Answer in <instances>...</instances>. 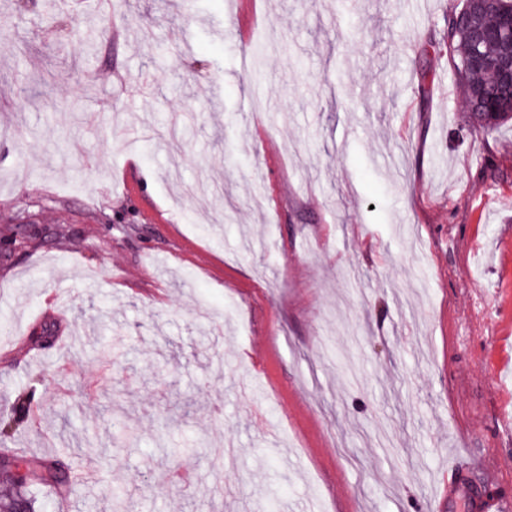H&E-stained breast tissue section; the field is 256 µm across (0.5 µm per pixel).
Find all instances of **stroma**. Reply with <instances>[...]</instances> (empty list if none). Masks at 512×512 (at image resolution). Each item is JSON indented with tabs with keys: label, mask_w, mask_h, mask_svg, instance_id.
<instances>
[{
	"label": "stroma",
	"mask_w": 512,
	"mask_h": 512,
	"mask_svg": "<svg viewBox=\"0 0 512 512\" xmlns=\"http://www.w3.org/2000/svg\"><path fill=\"white\" fill-rule=\"evenodd\" d=\"M461 6L0 0V420L33 387L8 447L78 476L40 512L512 501V126L430 46ZM456 490L468 500L469 509L471 510L479 512H507L511 509L510 503L494 497H486L478 491H475L474 486L467 478H463L459 481L456 485Z\"/></svg>",
	"instance_id": "obj_1"
}]
</instances>
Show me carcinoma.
I'll return each instance as SVG.
<instances>
[{
    "instance_id": "1",
    "label": "carcinoma",
    "mask_w": 512,
    "mask_h": 512,
    "mask_svg": "<svg viewBox=\"0 0 512 512\" xmlns=\"http://www.w3.org/2000/svg\"><path fill=\"white\" fill-rule=\"evenodd\" d=\"M512 10V0H502L496 7L479 17V24L488 30L501 29V15ZM443 41L448 48L449 60L460 89L468 126L475 131L495 130L512 120V90L501 82L496 63L512 55V35L503 33L482 43L481 56L485 64L472 65L473 42L468 24L458 12L446 16ZM38 465L46 482L58 489L71 486L70 477L58 467L54 458L34 461L13 448H0V484L9 487L0 493V512H13L15 503L23 500L28 512H37L35 499L27 488V478L18 476L20 470Z\"/></svg>"
}]
</instances>
